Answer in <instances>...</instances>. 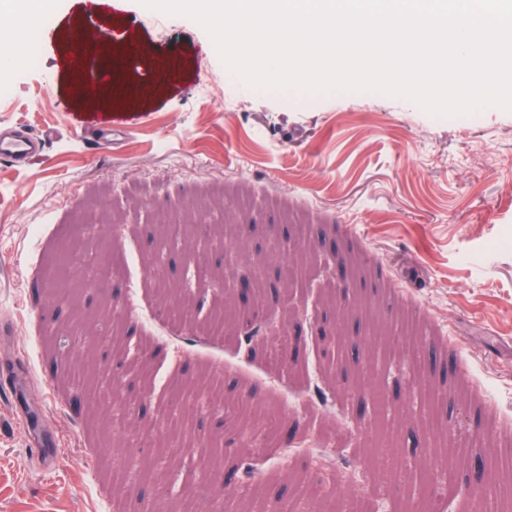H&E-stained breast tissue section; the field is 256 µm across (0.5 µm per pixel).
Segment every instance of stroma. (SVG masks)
<instances>
[{
  "label": "stroma",
  "instance_id": "stroma-1",
  "mask_svg": "<svg viewBox=\"0 0 512 512\" xmlns=\"http://www.w3.org/2000/svg\"><path fill=\"white\" fill-rule=\"evenodd\" d=\"M141 47L144 97L111 148L80 131L100 108L76 89L57 46L0 83V126L44 136L42 157L0 163V351L24 372L50 425L33 448L0 369V512H469L475 457L484 482H512V112L441 118L386 95L295 100L231 80L195 21L123 0L92 16ZM184 239L162 250V215ZM288 235L251 307L217 269L258 261ZM351 256L346 280L315 235ZM81 273L45 295L72 242ZM109 255L111 280L88 287ZM170 298L204 312L169 335L150 269ZM414 317L421 345L384 357ZM119 323L130 353L97 344ZM262 335L245 339L246 323ZM453 354L443 379L431 348ZM210 375L224 405L182 383ZM128 409L81 401L105 378ZM335 474L333 498L301 487Z\"/></svg>",
  "mask_w": 512,
  "mask_h": 512
}]
</instances>
